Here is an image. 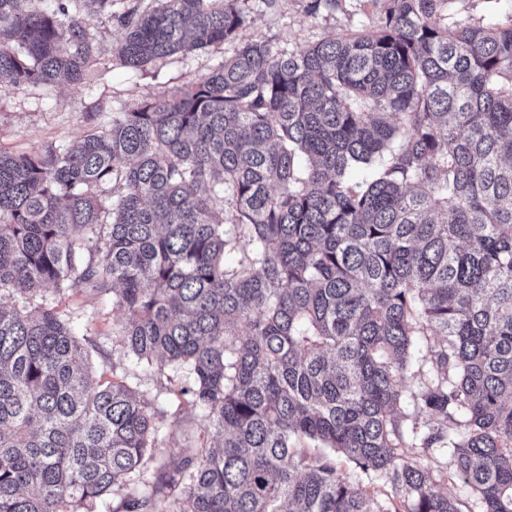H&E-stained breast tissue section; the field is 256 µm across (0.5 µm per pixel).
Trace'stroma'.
Listing matches in <instances>:
<instances>
[{
    "label": "stroma",
    "instance_id": "35a3bbf8",
    "mask_svg": "<svg viewBox=\"0 0 512 512\" xmlns=\"http://www.w3.org/2000/svg\"><path fill=\"white\" fill-rule=\"evenodd\" d=\"M308 0H245L247 23L244 38L269 39L280 44L305 46L344 33L357 26L362 17L361 0H342L340 9L311 15ZM85 22L95 34L100 54L94 70L84 83L62 82L41 88L16 87L0 80V150L33 152L48 146L66 145L86 130L111 124L114 116L148 96H174L187 84L207 74L224 57L231 45L210 46L177 53L142 68L125 66L112 53L124 31L106 24L89 12ZM61 319L94 345L91 355L95 375L111 377L113 367L127 369L137 377L138 390L153 398L164 416L167 443L172 447L200 445L215 441L216 432L191 411L179 407L168 391L179 373L163 376L157 366L129 361L112 338L123 321L112 309L111 295L64 294L53 301Z\"/></svg>",
    "mask_w": 512,
    "mask_h": 512
}]
</instances>
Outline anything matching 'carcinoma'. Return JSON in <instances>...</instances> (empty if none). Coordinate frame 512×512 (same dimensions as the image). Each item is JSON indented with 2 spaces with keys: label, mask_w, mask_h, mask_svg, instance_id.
Returning <instances> with one entry per match:
<instances>
[{
  "label": "carcinoma",
  "mask_w": 512,
  "mask_h": 512,
  "mask_svg": "<svg viewBox=\"0 0 512 512\" xmlns=\"http://www.w3.org/2000/svg\"><path fill=\"white\" fill-rule=\"evenodd\" d=\"M114 2L0 0V79H85L88 4L133 68L234 48L69 145L0 152V512H464L434 446L512 512V15L365 0L359 29L290 48L239 40L241 0ZM87 289L128 359L187 370L169 391L220 443L167 449L133 381L89 377L50 303ZM407 399L438 417L420 436Z\"/></svg>",
  "instance_id": "1"
}]
</instances>
